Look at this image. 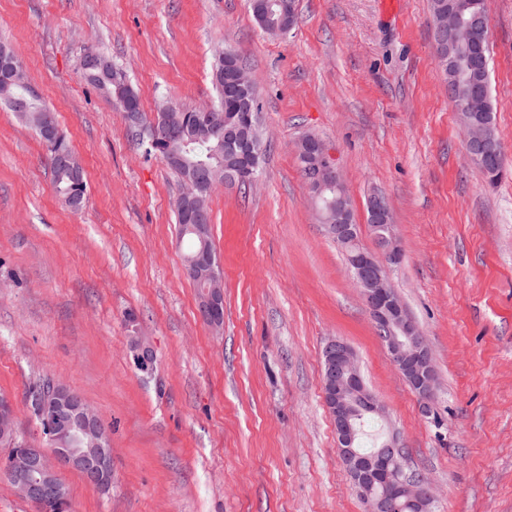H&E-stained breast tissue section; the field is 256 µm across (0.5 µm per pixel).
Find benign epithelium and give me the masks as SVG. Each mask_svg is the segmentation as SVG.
Returning a JSON list of instances; mask_svg holds the SVG:
<instances>
[{"label":"benign epithelium","mask_w":512,"mask_h":512,"mask_svg":"<svg viewBox=\"0 0 512 512\" xmlns=\"http://www.w3.org/2000/svg\"><path fill=\"white\" fill-rule=\"evenodd\" d=\"M488 29L487 19L461 27L456 10L448 6V20L434 24L438 42L450 48L460 40L470 49L476 63L488 65V58L479 41L478 29ZM26 67L17 56L11 58L7 81L28 85ZM465 147L470 159L493 161L503 168L505 150L495 140L485 121L467 126ZM184 142V134L168 122L154 124L150 145L166 154V160L180 162L175 145ZM225 153L234 162L228 181H255L251 171L252 143L243 129L235 124L224 125ZM297 154L305 161L307 184L314 199L327 189H336V223L326 225L329 237L345 254L347 267L360 289L365 305L389 357L420 400L430 399L436 391L437 377L429 345L423 331L409 316L393 287L390 268L403 259L401 242L391 212L384 198L374 194L368 204L376 231L375 239L383 258H378L360 240L358 225L352 222L350 199L342 175L333 162L326 144L317 137L302 138ZM206 172L182 184L181 197L186 202L189 219L187 231L198 232L204 212L191 204ZM188 278L202 287L197 309L200 319L214 330L224 324V272L211 250L206 247L183 260ZM129 350L134 366L143 371L151 368L154 352L144 336L129 337ZM322 397L334 421L336 442L341 461L352 486L363 501L366 512H397L404 504L412 512H432L434 496L424 479L404 473L403 451L394 436L383 437L379 448L370 455L357 449L358 431L355 422L362 413L376 419L386 417L384 405L366 386L353 349L344 341L330 338L323 348ZM15 407L10 397L0 396V441L15 443ZM39 430L46 446H22L6 460V473L19 497L33 503L42 512L59 507L67 500L65 484L60 478L64 470L80 472L100 491L109 490L114 480L110 432L98 413L69 386L49 380L48 392L39 402Z\"/></svg>","instance_id":"1"}]
</instances>
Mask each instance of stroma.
Wrapping results in <instances>:
<instances>
[{
  "mask_svg": "<svg viewBox=\"0 0 512 512\" xmlns=\"http://www.w3.org/2000/svg\"><path fill=\"white\" fill-rule=\"evenodd\" d=\"M497 184L470 161L435 59L430 0H296L271 36L247 0H0V41L25 62L87 183L58 197L35 132L0 110V394L21 443H40L28 387L59 379L112 433L110 493L61 475L71 512H365L323 404V343L347 342L434 512H512V0H487ZM236 51L268 144L253 186L210 197L224 328L196 315L178 237L179 181L83 76L123 69L146 120L215 100L216 52ZM323 140L353 220L390 207L404 258L391 276L438 373L432 416L393 367L343 254L320 223L296 142ZM133 313L135 322L125 320ZM148 337L152 374L128 339Z\"/></svg>",
  "mask_w": 512,
  "mask_h": 512,
  "instance_id": "obj_1",
  "label": "stroma"
}]
</instances>
